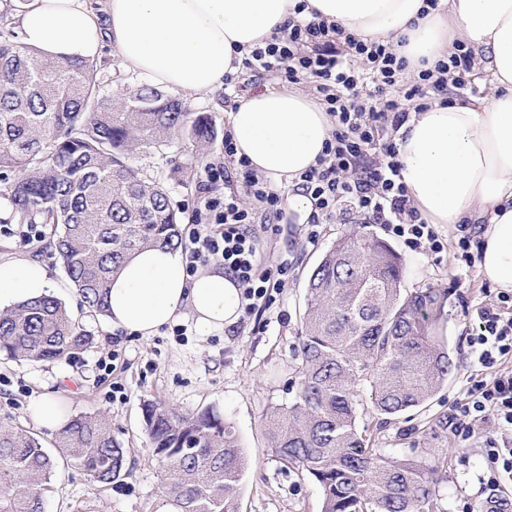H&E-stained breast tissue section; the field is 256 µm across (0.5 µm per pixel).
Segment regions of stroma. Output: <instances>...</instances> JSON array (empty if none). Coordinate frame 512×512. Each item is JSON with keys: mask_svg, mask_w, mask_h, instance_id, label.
Returning <instances> with one entry per match:
<instances>
[{"mask_svg": "<svg viewBox=\"0 0 512 512\" xmlns=\"http://www.w3.org/2000/svg\"><path fill=\"white\" fill-rule=\"evenodd\" d=\"M97 65L103 90L114 99L145 83L137 73L120 68L114 47H103ZM179 97L190 111L206 113L218 132L228 130V114L235 104L223 89L183 91ZM194 153L188 139L176 137L162 152L137 160L161 181L173 206L180 209L184 235L191 228L203 171L195 169L186 180L172 173L169 160H188ZM356 228L352 215L312 226L298 212L285 210L277 232L263 236L264 254L288 253L294 270L265 311L241 316L232 328L211 336L198 335L186 311L157 335L141 337L112 328L106 316L81 310L59 256L44 243L25 242V227L0 223V262L43 263L55 296L88 338L61 361H19L0 352V423L54 448L58 431L38 426L29 410L33 398L48 394L67 416H106L113 438L126 450L120 479L107 486L94 484L80 469L59 465L46 493V512H161L165 472L144 432L142 408L147 401L184 413L210 407L231 423L248 461L238 493L239 512H322V493L315 481L272 456L266 418L273 408L291 402L297 390L308 274L338 238ZM365 230L388 241L401 255L404 288L447 289L442 327L454 370L426 404L386 422L371 406L369 388H361L358 423L370 428L374 447L391 460L407 458L416 448L429 459L442 460V478L430 512H461L464 503L480 497L484 461L479 437L493 431L494 425L485 421L478 427V437L466 440L450 433L446 421L454 406L463 402L473 373L466 361L467 311L479 304H497L498 290L480 270L467 269L457 246L461 233L448 225H437L443 249L429 255L410 249L384 225L369 224Z\"/></svg>", "mask_w": 512, "mask_h": 512, "instance_id": "obj_1", "label": "stroma"}]
</instances>
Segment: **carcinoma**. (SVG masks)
Wrapping results in <instances>:
<instances>
[{
    "label": "carcinoma",
    "instance_id": "1",
    "mask_svg": "<svg viewBox=\"0 0 512 512\" xmlns=\"http://www.w3.org/2000/svg\"><path fill=\"white\" fill-rule=\"evenodd\" d=\"M179 134L200 154L217 140L205 113L153 87L116 103L93 62L59 63L0 39L5 222L49 230L41 240L61 257L88 311L107 312L111 277L131 252L182 244L167 190L129 165ZM403 279L396 251L360 231L337 239L308 276L298 392L267 427L273 456L321 488L322 512H427L440 483V462L390 460L357 421L359 388H370L377 414L396 418L424 405L453 369L439 329L448 290L408 292ZM87 340L53 295L0 315V351L12 357L62 360ZM143 421L176 512H238L247 459L216 410L180 413L148 402ZM58 447L97 484L119 479L125 467L126 450L103 416L69 419ZM54 469L37 438L0 426V512H44Z\"/></svg>",
    "mask_w": 512,
    "mask_h": 512
}]
</instances>
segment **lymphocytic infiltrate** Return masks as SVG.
Segmentation results:
<instances>
[{"label": "lymphocytic infiltrate", "mask_w": 512, "mask_h": 512, "mask_svg": "<svg viewBox=\"0 0 512 512\" xmlns=\"http://www.w3.org/2000/svg\"><path fill=\"white\" fill-rule=\"evenodd\" d=\"M306 0H297L288 19L242 60V69L255 77L273 76L292 84H311L335 127L316 166L296 180L313 209L307 221L324 224L342 212L368 224L385 225L412 249L441 252L443 244L427 224L400 180L395 135L410 113L428 107L431 95L447 85L464 88L473 67L470 52L453 54L435 68L419 70L413 83H401L408 61L384 40H364L345 33L308 13ZM378 162H368L371 150ZM225 165L205 167L199 184L197 214L185 252L186 271L195 274L209 264L223 266L243 290L246 313L268 305L273 291L283 288L292 262L287 256L263 259L256 224L280 223L284 193L237 155L232 139L224 141ZM224 182L229 190L216 196L212 187ZM469 359L472 366L495 370L492 380H471L464 402L448 418L451 432L469 421L492 420L494 435L482 441L484 472L480 482L495 494L512 488V293H501L498 304L478 307L469 320Z\"/></svg>", "instance_id": "f902f5d3"}]
</instances>
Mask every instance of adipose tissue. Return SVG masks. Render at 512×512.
<instances>
[{"label":"adipose tissue","mask_w":512,"mask_h":512,"mask_svg":"<svg viewBox=\"0 0 512 512\" xmlns=\"http://www.w3.org/2000/svg\"><path fill=\"white\" fill-rule=\"evenodd\" d=\"M322 19L362 39L388 40L411 66H435L457 46L474 53L491 93L434 102L411 113L397 138L400 178L430 224H479L484 277L512 292V0H307ZM294 0H26L11 16L22 45L63 62L91 59L112 43L118 63L157 87L205 93L283 25ZM238 154L259 173L295 180L330 137L327 112L303 94L266 90L230 114ZM34 261L0 263V310L49 294ZM189 310L199 335L225 331L242 290L220 271L189 276L180 251L148 247L113 276L108 317L148 337Z\"/></svg>","instance_id":"1"}]
</instances>
